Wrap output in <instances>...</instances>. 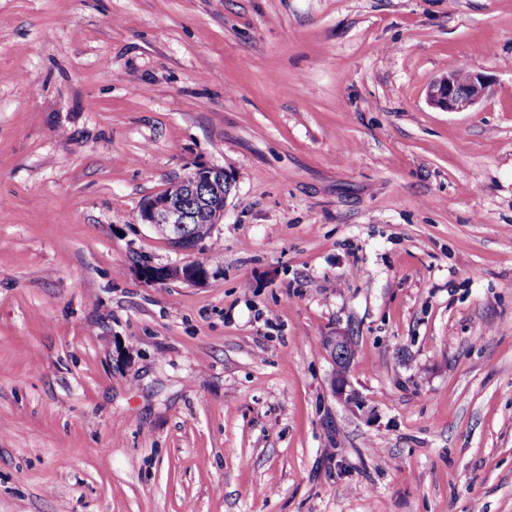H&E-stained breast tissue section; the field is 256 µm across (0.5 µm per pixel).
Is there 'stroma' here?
Masks as SVG:
<instances>
[{"mask_svg":"<svg viewBox=\"0 0 512 512\" xmlns=\"http://www.w3.org/2000/svg\"><path fill=\"white\" fill-rule=\"evenodd\" d=\"M0 512H512V0H0ZM490 82L483 75L465 69L462 77L456 71H448L428 93L429 103L446 112H464L489 93ZM174 183L180 187V192L177 195L162 192L149 199L140 210V218L173 250L188 252L200 242L199 233L203 234L208 228L212 233L216 225L222 223L232 180L222 167L198 164ZM191 224H196L192 236L186 232ZM138 275L147 283L178 279L191 285H203L213 277L214 273L208 267L202 270L195 269L188 262L174 266L143 264L138 268ZM324 341L331 356L336 363V373L331 386L334 394L346 403H352L358 399L362 404L359 393L352 386L348 378L349 364L352 358V342L349 336L336 331L334 336H325Z\"/></svg>","mask_w":512,"mask_h":512,"instance_id":"1","label":"stroma"}]
</instances>
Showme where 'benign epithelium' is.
I'll return each instance as SVG.
<instances>
[{"label":"benign epithelium","instance_id":"7a95c632","mask_svg":"<svg viewBox=\"0 0 512 512\" xmlns=\"http://www.w3.org/2000/svg\"><path fill=\"white\" fill-rule=\"evenodd\" d=\"M490 82L483 75L465 70L461 76L452 70L442 76L428 93L429 103L446 112H464L489 93ZM180 187L176 195L162 192L149 199L141 208V222L152 226L177 252H188L200 242L198 235L208 228L215 229L224 219V208L232 180L222 167L198 164L185 176L175 181ZM196 225V233H187L188 226ZM138 275L147 283H161L178 279L191 285L207 283L214 272L195 269L187 263L174 266L144 264ZM326 347L336 363L331 386L337 398L351 403L359 393L348 378L352 358V342L342 332L324 337Z\"/></svg>","mask_w":512,"mask_h":512}]
</instances>
